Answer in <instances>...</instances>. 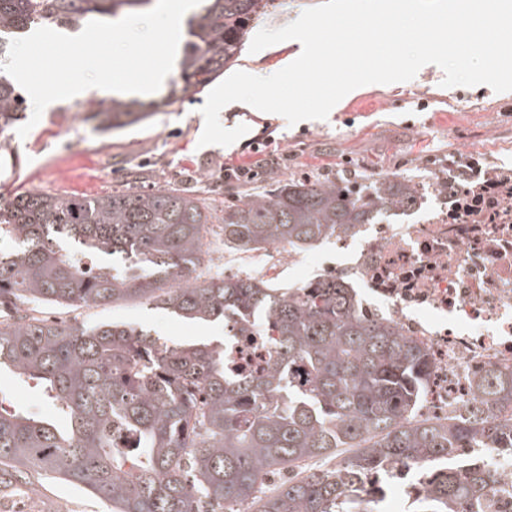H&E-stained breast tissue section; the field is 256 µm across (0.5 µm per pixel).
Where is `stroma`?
Instances as JSON below:
<instances>
[{"instance_id": "1", "label": "stroma", "mask_w": 512, "mask_h": 512, "mask_svg": "<svg viewBox=\"0 0 512 512\" xmlns=\"http://www.w3.org/2000/svg\"><path fill=\"white\" fill-rule=\"evenodd\" d=\"M320 0H270L266 12L251 22L234 63L237 71L269 76L300 52L298 41L249 53L262 28H279ZM444 73L423 66L409 81L371 84L343 98L324 120L289 125L280 115L233 102L220 112L223 127L244 124L248 133L228 146L200 145V112L206 92L171 93L168 84L151 93L156 101L146 121L120 131H95L88 115L106 96L90 92L51 103L26 137L16 128L0 131V205L27 190L51 195L97 197L128 188L173 186L209 199L212 222L221 225L224 206L239 202L269 180L289 176L359 175L362 184L392 174L426 179L449 161L478 151L488 163L512 162V91L497 93L485 85L442 87ZM273 156L260 175L245 182L224 179L225 166L253 165ZM32 313L58 322L118 323L151 329L170 344L221 342L220 322L197 324L144 300L95 308L24 305L0 312V323ZM0 403L40 417L57 409L35 386L9 372L0 373ZM0 512H108L91 493L42 472L29 483L0 485Z\"/></svg>"}]
</instances>
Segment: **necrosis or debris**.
I'll use <instances>...</instances> for the list:
<instances>
[{"instance_id": "obj_1", "label": "necrosis or debris", "mask_w": 512, "mask_h": 512, "mask_svg": "<svg viewBox=\"0 0 512 512\" xmlns=\"http://www.w3.org/2000/svg\"><path fill=\"white\" fill-rule=\"evenodd\" d=\"M462 178L438 176L400 224H361L334 236L343 262L287 245L251 252V270L281 285L291 268L351 276L366 314L392 318L428 353L430 412L470 398L477 371L512 367V170L464 157ZM265 327L224 329V368L257 375L276 353Z\"/></svg>"}]
</instances>
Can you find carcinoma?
<instances>
[{
	"instance_id": "obj_1",
	"label": "carcinoma",
	"mask_w": 512,
	"mask_h": 512,
	"mask_svg": "<svg viewBox=\"0 0 512 512\" xmlns=\"http://www.w3.org/2000/svg\"><path fill=\"white\" fill-rule=\"evenodd\" d=\"M150 0H0V54L32 22L77 28L91 16L136 10ZM268 0H206L189 21L181 91L204 88L237 61L241 39ZM23 109L0 77V131ZM150 108L114 100L89 119L106 131L137 124ZM418 182L379 178L277 179L224 207V244L257 249L311 247L358 224H391L408 210ZM211 205L177 188L93 198L35 191L0 208V307L16 302L93 308L155 301L177 316L223 321L244 333L265 325L276 356L258 376L224 372L223 345L170 346L151 331L106 323L67 324L26 316L0 328V371L36 382L66 424L0 406V484L55 474L88 490L109 512H362L365 478L386 465H436L413 512H485L499 475L467 451L512 456V368L485 369L471 398L445 419L419 417L430 360L393 321L367 316L346 278L329 276L284 293L255 275H193L210 231ZM131 259L149 275L81 266L62 253ZM302 364L309 379L295 382ZM135 436L128 448L116 433ZM338 459L272 493L264 480L309 460Z\"/></svg>"
}]
</instances>
